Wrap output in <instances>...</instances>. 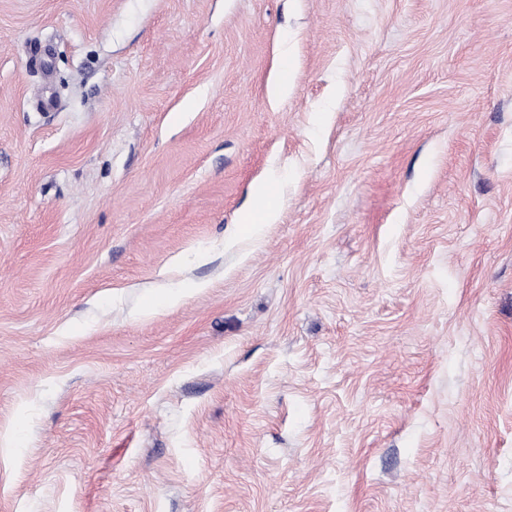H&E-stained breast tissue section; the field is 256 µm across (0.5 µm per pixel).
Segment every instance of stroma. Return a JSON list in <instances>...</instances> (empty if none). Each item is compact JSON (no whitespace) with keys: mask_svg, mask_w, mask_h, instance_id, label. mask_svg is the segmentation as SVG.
Instances as JSON below:
<instances>
[{"mask_svg":"<svg viewBox=\"0 0 512 512\" xmlns=\"http://www.w3.org/2000/svg\"><path fill=\"white\" fill-rule=\"evenodd\" d=\"M0 512H512V0H0ZM277 184L273 177H268L266 180L259 182L254 188V197L256 200L255 207L251 210V218L247 223L257 224L251 225L256 231L262 227L261 224H270L274 221L276 211L271 206L260 207L259 203L265 202V193L269 185ZM205 288L204 283H198L192 289L182 291H172L167 288H158L156 292V300L148 307H140L139 314L141 316L158 313L168 307L174 306L182 302L191 292H197Z\"/></svg>","mask_w":512,"mask_h":512,"instance_id":"35a3bbf8","label":"stroma"}]
</instances>
